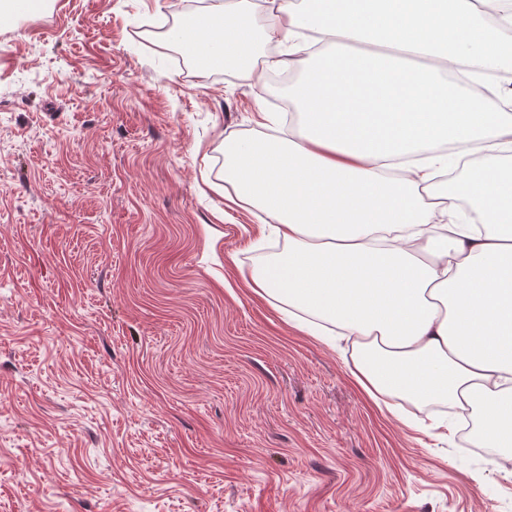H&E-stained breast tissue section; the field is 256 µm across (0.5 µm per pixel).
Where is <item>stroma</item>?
<instances>
[{"mask_svg": "<svg viewBox=\"0 0 512 512\" xmlns=\"http://www.w3.org/2000/svg\"><path fill=\"white\" fill-rule=\"evenodd\" d=\"M190 16L0 26V512H512L502 449L377 408L248 288L285 244L206 180L280 93L166 54Z\"/></svg>", "mask_w": 512, "mask_h": 512, "instance_id": "obj_1", "label": "stroma"}]
</instances>
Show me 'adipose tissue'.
I'll return each instance as SVG.
<instances>
[{
	"label": "adipose tissue",
	"mask_w": 512,
	"mask_h": 512,
	"mask_svg": "<svg viewBox=\"0 0 512 512\" xmlns=\"http://www.w3.org/2000/svg\"><path fill=\"white\" fill-rule=\"evenodd\" d=\"M256 28L211 0L169 46L257 75L259 35L299 119L259 141L225 137L219 178L273 223L285 249L251 286L295 327L350 342L377 405L441 403L512 461V89L468 82L512 67V0H264ZM465 177L428 191L449 168Z\"/></svg>",
	"instance_id": "adipose-tissue-1"
}]
</instances>
